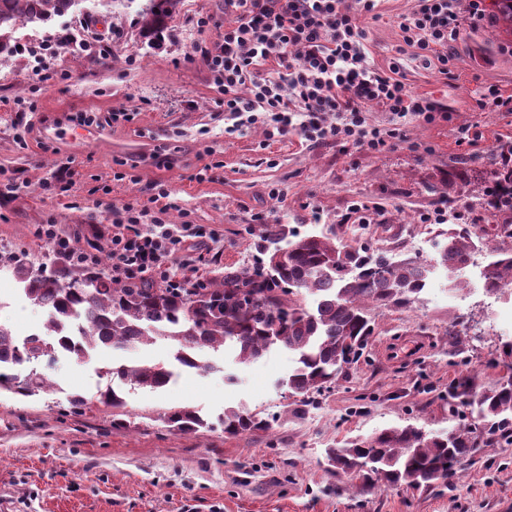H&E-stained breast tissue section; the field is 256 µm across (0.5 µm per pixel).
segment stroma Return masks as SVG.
I'll use <instances>...</instances> for the list:
<instances>
[{"label":"stroma","instance_id":"35a3bbf8","mask_svg":"<svg viewBox=\"0 0 512 512\" xmlns=\"http://www.w3.org/2000/svg\"><path fill=\"white\" fill-rule=\"evenodd\" d=\"M487 20L462 32L450 52L454 67L442 79L422 61L406 59L411 90L431 97L447 119L427 124L406 120L401 139L378 153L349 144L312 147L299 136L270 139L263 126L224 133V95L201 62L236 19L224 0H180L163 37L148 42L135 10L100 9L87 20L72 13L22 34L35 43L101 35L95 52L72 48L57 64L68 79L34 84L25 57L0 52V170L19 184L0 198V257L26 254L37 266H55V248L37 235L40 225L79 230L108 251L113 207L146 202L163 184L175 202L169 224H199L216 238L200 239L204 278L228 268H250L263 224L287 225L300 234L386 251L402 259L434 263L449 228L476 230L497 223L487 188L492 180L482 155L512 152V115L482 110L479 87L512 94V32L493 26L496 0H486ZM413 0H381L379 20H362L374 62L387 67L402 43L396 21ZM207 27H198L200 18ZM32 102L19 112L16 99ZM128 109L132 122H109ZM97 113L100 123L74 127L68 115ZM480 133L477 145H458V129ZM174 157L163 168L156 151ZM135 163L134 179H115L122 162ZM207 181H197L200 169ZM73 180L69 195L38 188L51 176ZM279 188L281 197L270 195ZM376 208L374 224L359 232L353 202ZM459 213L454 225L423 224L421 213L439 207ZM483 255L463 272L454 300L442 297L447 273L436 270L411 306L373 311L374 332L360 360L330 389L302 404L281 387L292 356L270 350L260 361L240 364L232 356L207 373H184L158 392L126 389V427L112 425L110 407L96 397L104 381L96 363L59 358L47 368L53 392L21 398L0 392V512H512V445L480 448L452 490L417 493L333 476L326 449L337 441L413 423L440 432L448 427V396L456 379L474 376L489 387L500 371L488 361L499 339L512 337L503 322L502 300L480 285ZM463 322L465 333L448 331ZM0 322L33 331L40 310L21 302L9 272L0 270ZM78 392L94 405L85 415L68 412ZM186 405L216 417L235 407L260 413L271 423L259 435L225 436L222 430L179 433L161 420L170 407Z\"/></svg>","mask_w":512,"mask_h":512}]
</instances>
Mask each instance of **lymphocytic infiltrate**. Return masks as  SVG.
<instances>
[{
    "label": "lymphocytic infiltrate",
    "mask_w": 512,
    "mask_h": 512,
    "mask_svg": "<svg viewBox=\"0 0 512 512\" xmlns=\"http://www.w3.org/2000/svg\"><path fill=\"white\" fill-rule=\"evenodd\" d=\"M236 12L221 42L203 60L213 84L224 94L230 124L226 134L257 123L269 137L299 134L314 146L354 144L371 152L392 147L399 126L412 117L426 123L438 107L413 93L405 66L393 59L387 68L370 57L361 18L375 16L378 0H225ZM400 15L402 42L415 58L450 73L449 46L465 28L480 26L485 0H414ZM275 74H263L267 63ZM386 113L388 125L371 121ZM169 192L161 188L147 204L112 209L109 258L116 283L157 278L169 288L201 285L199 260L192 250L203 231L195 224H168ZM180 258L183 276L169 262Z\"/></svg>",
    "instance_id": "obj_1"
}]
</instances>
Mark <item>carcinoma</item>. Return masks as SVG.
Returning a JSON list of instances; mask_svg holds the SVG:
<instances>
[{"mask_svg":"<svg viewBox=\"0 0 512 512\" xmlns=\"http://www.w3.org/2000/svg\"><path fill=\"white\" fill-rule=\"evenodd\" d=\"M76 0H0V38L27 24L45 23L70 12ZM179 0H158L140 8L146 32H161ZM486 160L495 163L496 209L512 214V164L498 161L495 150ZM286 235L281 224H267L265 242ZM512 239V224H492L482 234L467 229L448 232L439 264L458 274L472 262L484 241ZM287 253L274 271L264 262L251 269L224 270V276L197 288L173 290L151 279L115 284L93 270L57 267L34 271L16 259L6 269L31 305L48 310L43 332L17 336L0 325V391L22 397L54 390L42 372L61 355L78 361L101 349L123 350L171 342L173 358L186 372L212 369L208 352L231 347L241 363H253L272 347L293 355L294 366L283 380L292 397L305 399L329 388L348 365L357 361L374 330L373 309L413 304L424 290L429 265L418 257L393 260L382 251L338 246L323 235L292 234ZM484 288L499 291L512 285V245L490 249L481 270ZM302 295L314 297L310 309L298 304ZM108 380L99 391L114 409L125 400L114 383L156 391L168 385L173 372L161 365L112 363L101 368ZM448 404L453 426L431 434L414 424L390 426L368 437H355L330 448L332 473L361 479L365 488L381 483L414 490L449 488L476 449L496 441L512 443V385L478 389L472 376L456 382ZM164 421L188 433L210 424L190 407L176 408ZM229 436L252 435L271 429L257 414L229 408L220 419Z\"/></svg>","mask_w":512,"mask_h":512,"instance_id":"cac0c4a2","label":"carcinoma"}]
</instances>
